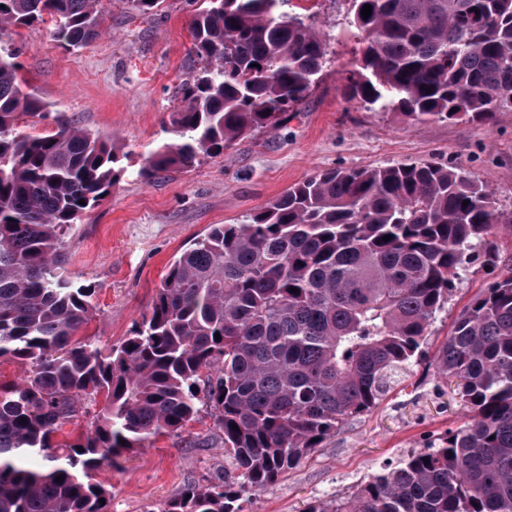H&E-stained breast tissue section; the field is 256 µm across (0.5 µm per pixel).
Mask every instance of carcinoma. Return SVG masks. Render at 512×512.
I'll return each instance as SVG.
<instances>
[{
    "instance_id": "1",
    "label": "carcinoma",
    "mask_w": 512,
    "mask_h": 512,
    "mask_svg": "<svg viewBox=\"0 0 512 512\" xmlns=\"http://www.w3.org/2000/svg\"><path fill=\"white\" fill-rule=\"evenodd\" d=\"M203 2L191 21L200 67L179 90L173 140L149 152L143 177L277 130L327 63L313 16L292 0ZM99 3L0 0V28L47 24L79 49L100 35ZM129 3L149 19L163 0ZM352 3L351 98L408 122L512 112V0ZM17 70L0 53V358L25 367L21 381L0 383V512H111L112 492L92 472L182 430L202 405L240 487L266 490L381 400L480 256L504 273L459 312L435 358L470 421L347 500L306 512H512V257L487 240L512 212L485 185L435 163L310 176L194 239L141 322L105 350L80 335L95 290L66 275L63 238L109 194L119 159L63 114L50 133L21 131L20 117L46 105ZM81 417L83 438L52 441ZM238 493L223 480L189 483L160 512H242Z\"/></svg>"
}]
</instances>
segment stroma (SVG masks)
Listing matches in <instances>:
<instances>
[{"label": "stroma", "mask_w": 512, "mask_h": 512, "mask_svg": "<svg viewBox=\"0 0 512 512\" xmlns=\"http://www.w3.org/2000/svg\"><path fill=\"white\" fill-rule=\"evenodd\" d=\"M102 32L83 49L59 47L48 26L0 29V48L17 53L20 78L51 111L112 141L121 175L110 194L64 237L67 271L94 288L97 308L85 335L108 348L121 343L146 313L169 264L213 224H238L289 186L330 169L406 161L465 171L512 211V112L489 122L409 123L374 112L345 93L355 58L349 33L351 0H310L315 26L328 43L329 62L300 111L279 129L259 131L185 171L142 178L150 150L170 141V115L188 77L194 0H163L143 19L127 0H103ZM497 277L482 261L461 281L416 360L372 410L338 427L277 484L244 490L243 512H305L315 500L349 498L369 476L411 452L438 447L467 410L435 369V355L468 302ZM224 455V433L209 410L178 434L101 467L96 481L112 488V512H160L185 484L236 480Z\"/></svg>", "instance_id": "35a3bbf8"}]
</instances>
